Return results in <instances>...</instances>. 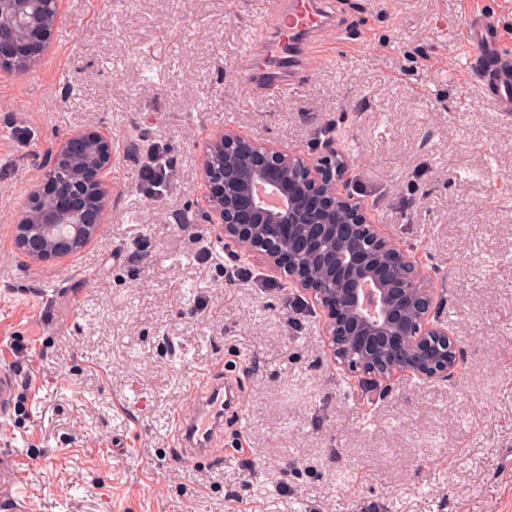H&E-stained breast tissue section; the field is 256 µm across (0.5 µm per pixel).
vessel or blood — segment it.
I'll return each mask as SVG.
<instances>
[{
	"label": "vessel or blood",
	"instance_id": "obj_1",
	"mask_svg": "<svg viewBox=\"0 0 512 512\" xmlns=\"http://www.w3.org/2000/svg\"><path fill=\"white\" fill-rule=\"evenodd\" d=\"M330 18L327 0H272L243 55L246 82L255 96H282L297 75L310 65L305 44ZM505 30L489 15L466 24L461 44L467 65L478 58L500 54ZM18 384L9 364H0V414L10 412ZM195 408L173 416L170 434L180 457L191 463L213 460V450L224 443V414L242 407L235 385L207 377L192 386Z\"/></svg>",
	"mask_w": 512,
	"mask_h": 512
}]
</instances>
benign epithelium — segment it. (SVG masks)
Returning a JSON list of instances; mask_svg holds the SVG:
<instances>
[{
    "label": "benign epithelium",
    "instance_id": "obj_1",
    "mask_svg": "<svg viewBox=\"0 0 512 512\" xmlns=\"http://www.w3.org/2000/svg\"><path fill=\"white\" fill-rule=\"evenodd\" d=\"M59 0H0V70L25 72L52 47ZM313 162L226 126L202 143L198 175L218 238L244 243L266 271L323 313L334 363L352 351L374 383L397 372L445 381L458 354L447 324L431 320L428 275L373 223L347 188L336 140ZM112 139L76 130L48 152L16 221L17 249L32 261L66 257L88 244L112 204Z\"/></svg>",
    "mask_w": 512,
    "mask_h": 512
}]
</instances>
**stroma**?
<instances>
[{
    "mask_svg": "<svg viewBox=\"0 0 512 512\" xmlns=\"http://www.w3.org/2000/svg\"><path fill=\"white\" fill-rule=\"evenodd\" d=\"M269 0H61L55 45L0 75V512H512V116L465 77L472 12L512 0H331L323 61L285 98L251 97L241 49ZM320 158L428 272L464 361L444 384L362 393L320 313L205 218L198 147L222 126ZM108 134L112 212L77 253L24 257L14 222L48 149ZM161 147L158 187L140 170ZM237 376L221 466L168 435L193 381ZM243 447L242 457H231ZM18 384L10 365L0 363V414L6 415L10 412L16 393Z\"/></svg>",
    "mask_w": 512,
    "mask_h": 512,
    "instance_id": "35a3bbf8",
    "label": "stroma"
}]
</instances>
